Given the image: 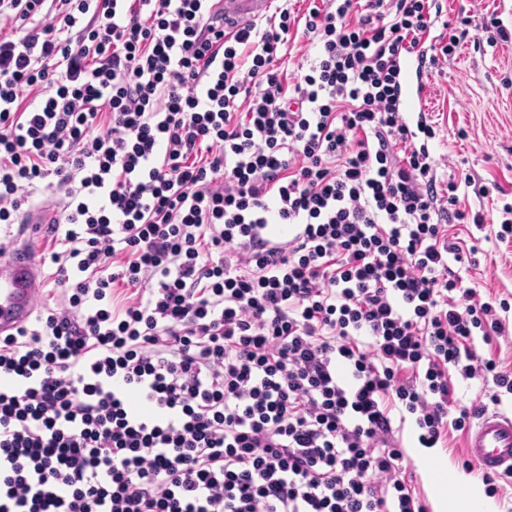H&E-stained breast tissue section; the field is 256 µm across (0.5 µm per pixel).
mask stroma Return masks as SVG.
<instances>
[{"mask_svg":"<svg viewBox=\"0 0 512 512\" xmlns=\"http://www.w3.org/2000/svg\"><path fill=\"white\" fill-rule=\"evenodd\" d=\"M436 5L432 35H447V22L464 9L497 17L506 32L492 41L485 32L471 31L452 57L425 71L421 106L435 131L428 147L437 184L458 182V205L474 217L448 230L462 250L476 252L474 263L455 270L478 298L512 305V235L500 234L505 209L512 207V0H436ZM463 438V432L449 430L446 445L437 450L455 473L445 488L452 499L481 478L480 470L465 466Z\"/></svg>","mask_w":512,"mask_h":512,"instance_id":"obj_1","label":"stroma"}]
</instances>
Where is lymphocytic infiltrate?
Listing matches in <instances>:
<instances>
[{
	"instance_id": "1",
	"label": "lymphocytic infiltrate",
	"mask_w": 512,
	"mask_h": 512,
	"mask_svg": "<svg viewBox=\"0 0 512 512\" xmlns=\"http://www.w3.org/2000/svg\"><path fill=\"white\" fill-rule=\"evenodd\" d=\"M432 25L428 0L229 37L216 0H0V223L66 191L61 302L0 337V512H427L393 417L434 448L486 409L451 416L449 370L512 394L470 344L505 326L451 269L458 185L400 109L402 56L483 24ZM289 51L290 55H287L284 66L287 80L292 83L295 80L294 78L306 72L313 65L316 50L303 39H300L295 44L290 43Z\"/></svg>"
}]
</instances>
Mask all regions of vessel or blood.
<instances>
[{"mask_svg": "<svg viewBox=\"0 0 512 512\" xmlns=\"http://www.w3.org/2000/svg\"><path fill=\"white\" fill-rule=\"evenodd\" d=\"M272 0H224V30L232 32L236 23L266 15ZM414 55L402 63V97L404 112L420 109L423 96ZM41 267L30 245L0 255V335L28 324L38 307L36 283ZM468 458L486 473L512 472V414L483 413L465 441Z\"/></svg>", "mask_w": 512, "mask_h": 512, "instance_id": "vessel-or-blood-1", "label": "vessel or blood"}]
</instances>
